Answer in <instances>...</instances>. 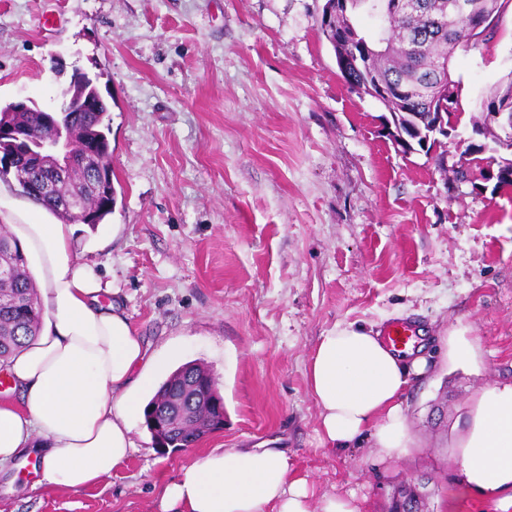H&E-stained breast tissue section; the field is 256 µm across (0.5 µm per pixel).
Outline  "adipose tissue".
Here are the masks:
<instances>
[{"label":"adipose tissue","instance_id":"ef3b65f1","mask_svg":"<svg viewBox=\"0 0 512 512\" xmlns=\"http://www.w3.org/2000/svg\"><path fill=\"white\" fill-rule=\"evenodd\" d=\"M32 262L41 309L36 336L8 361L0 378L18 401H0V473L41 462V482L72 492L108 477L134 449L129 419L142 405L133 387H151L163 363L146 349L126 317L105 297L111 282L76 253V227L28 220L10 227ZM423 357L405 361L379 334L351 327L320 337L308 367L319 408L323 448L371 438L380 460L408 444L404 415ZM455 481L512 512V383L486 386L456 445ZM306 478L294 476L285 452L220 448L184 466L165 485L160 512H311Z\"/></svg>","mask_w":512,"mask_h":512}]
</instances>
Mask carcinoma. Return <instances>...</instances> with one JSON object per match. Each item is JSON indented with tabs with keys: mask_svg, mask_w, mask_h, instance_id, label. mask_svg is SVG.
Segmentation results:
<instances>
[{
	"mask_svg": "<svg viewBox=\"0 0 512 512\" xmlns=\"http://www.w3.org/2000/svg\"><path fill=\"white\" fill-rule=\"evenodd\" d=\"M391 0H349L347 11L332 18L328 26L321 27L325 39L333 49H341L346 54L361 55L369 53V68L379 81L386 84L388 108L398 111L400 124L410 123L427 132L425 124L419 122L430 107L426 90L437 83L433 61L442 56H453L456 50H470L479 45V39L472 34L474 20L486 14L499 13L505 6L503 0H470L473 15L463 18L454 25L444 22L450 13L454 0H421L422 7L414 14L396 15L384 32L374 38L367 37L358 27L356 17L368 11L388 12ZM460 81L448 78V103L456 111L448 113V128L456 129L460 124ZM100 92L90 77L77 87V92L64 103L72 116L73 128L84 133L94 150L86 157V162L69 172L52 177L48 192L38 200L45 209L63 222L72 218L69 210L75 209L92 214L89 226L94 228L112 214L115 204L113 185L103 187L95 168V155L112 153L104 123V116L109 112L105 100H100L99 111L81 110L80 101L86 97H97ZM504 95L512 98V79L507 82ZM502 95V96H504ZM496 95L481 98L476 107L485 113V121L497 122L493 117L495 101L502 99ZM0 115L9 121L25 127L31 140L37 141L45 135L42 109L31 105L18 112L13 103L0 106ZM498 149H492L486 155L480 149L475 150L466 162L457 166L456 177L465 179L480 176L483 180L491 179L495 170L502 171L512 166V158L495 157ZM0 267L11 271L7 280H0V361L7 360L22 347L21 339L34 336L39 330V308L36 287L27 270V262L20 251L13 235L6 227L0 225ZM205 365L188 362L178 367L158 388L147 407L165 406L178 402L186 413L196 420L203 421V426L214 427L211 413L207 407V395L202 394L196 400L189 401L182 395L183 386L196 374L204 373ZM204 434L199 428L179 427L172 429L173 447L187 448Z\"/></svg>",
	"mask_w": 512,
	"mask_h": 512,
	"instance_id": "1",
	"label": "carcinoma"
}]
</instances>
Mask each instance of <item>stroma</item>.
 <instances>
[{
  "label": "stroma",
  "mask_w": 512,
  "mask_h": 512,
  "mask_svg": "<svg viewBox=\"0 0 512 512\" xmlns=\"http://www.w3.org/2000/svg\"><path fill=\"white\" fill-rule=\"evenodd\" d=\"M325 0H0V103L60 107L75 71L110 104L116 205L76 233L82 261L148 353L209 367L224 427L160 452L143 417L111 478L74 493L0 479V512H159L163 487L218 448H274L313 491L387 512L422 481L429 512H480L455 484V442L482 389L512 382V187L453 179L473 105L512 72V2L452 59L462 121L449 170L385 136L386 110L345 85L320 31ZM52 214L0 181V224ZM422 328L425 375L406 395L410 442L330 451L307 370L338 325ZM478 347L450 367L448 333Z\"/></svg>",
  "instance_id": "35a3bbf8"
}]
</instances>
